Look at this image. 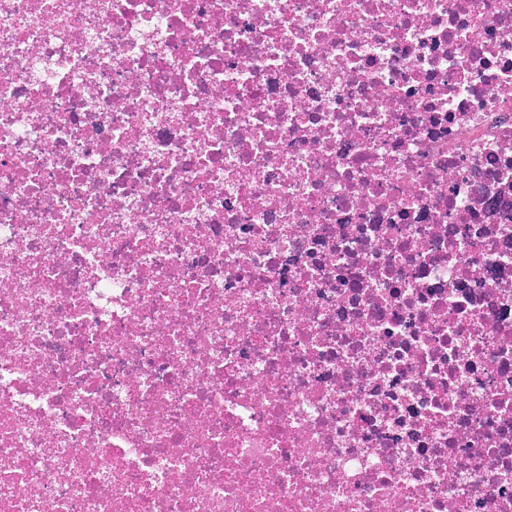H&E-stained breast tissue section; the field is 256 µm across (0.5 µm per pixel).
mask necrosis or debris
I'll list each match as a JSON object with an SVG mask.
<instances>
[{"label": "necrosis or debris", "instance_id": "necrosis-or-debris-1", "mask_svg": "<svg viewBox=\"0 0 512 512\" xmlns=\"http://www.w3.org/2000/svg\"><path fill=\"white\" fill-rule=\"evenodd\" d=\"M0 512H512V0H0Z\"/></svg>", "mask_w": 512, "mask_h": 512}]
</instances>
